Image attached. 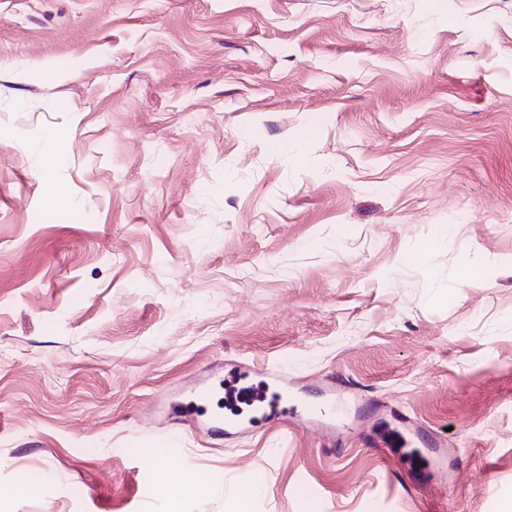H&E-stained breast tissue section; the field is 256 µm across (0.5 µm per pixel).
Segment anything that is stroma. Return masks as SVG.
Segmentation results:
<instances>
[{
    "mask_svg": "<svg viewBox=\"0 0 512 512\" xmlns=\"http://www.w3.org/2000/svg\"><path fill=\"white\" fill-rule=\"evenodd\" d=\"M273 360L289 410L373 403L345 451L208 433ZM175 479L182 512L512 497V0H0V512ZM340 387H346L343 392L337 385L329 389V396L336 398V401L345 406L349 416L348 420L353 422H365L371 415V405L358 393L351 390V387L338 383Z\"/></svg>",
    "mask_w": 512,
    "mask_h": 512,
    "instance_id": "35a3bbf8",
    "label": "stroma"
}]
</instances>
